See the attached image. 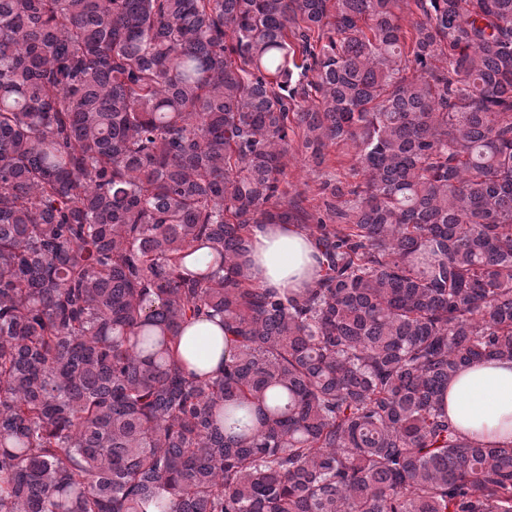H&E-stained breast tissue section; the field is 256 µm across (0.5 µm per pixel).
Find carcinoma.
<instances>
[{
  "instance_id": "carcinoma-1",
  "label": "carcinoma",
  "mask_w": 512,
  "mask_h": 512,
  "mask_svg": "<svg viewBox=\"0 0 512 512\" xmlns=\"http://www.w3.org/2000/svg\"><path fill=\"white\" fill-rule=\"evenodd\" d=\"M401 2L0 0V512H512L443 406L512 360V0ZM291 160L288 165V197L301 194L303 205L313 214H323V197L321 195L320 183L327 178V175L349 181H355L350 177L351 156L340 154L333 149L330 152L328 167L315 169L309 165L298 142L293 143ZM251 276L260 288H311L318 266L312 241L295 224H255L250 234ZM213 340L217 341V349L207 355L204 365H199L190 359L191 357L207 353V345L208 343L212 345ZM222 345L224 351L228 349L223 333L217 325L209 322L196 323L187 327L181 345V353L183 357L202 370L206 372H216L219 365V355Z\"/></svg>"
}]
</instances>
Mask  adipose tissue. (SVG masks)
Segmentation results:
<instances>
[{"instance_id": "obj_1", "label": "adipose tissue", "mask_w": 512, "mask_h": 512, "mask_svg": "<svg viewBox=\"0 0 512 512\" xmlns=\"http://www.w3.org/2000/svg\"><path fill=\"white\" fill-rule=\"evenodd\" d=\"M251 276L262 288L297 292L312 287L318 266L312 241L294 224H256L250 234ZM220 328L203 322L187 327L183 357L204 356V371H216L223 341ZM449 421L468 437L491 445L512 444V360H485L461 370L444 397Z\"/></svg>"}]
</instances>
